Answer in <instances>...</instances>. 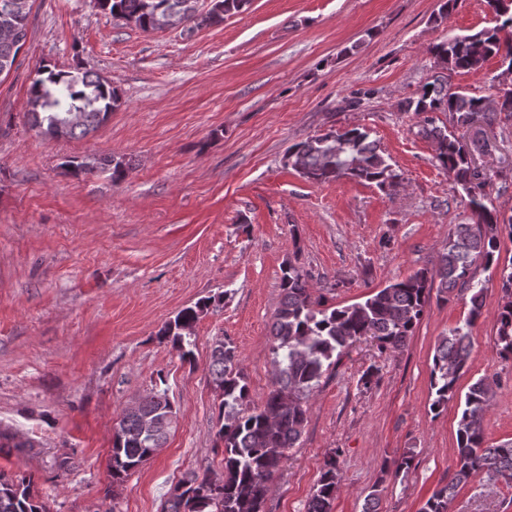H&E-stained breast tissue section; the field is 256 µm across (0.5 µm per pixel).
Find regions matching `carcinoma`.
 Wrapping results in <instances>:
<instances>
[{
    "instance_id": "cac0c4a2",
    "label": "carcinoma",
    "mask_w": 512,
    "mask_h": 512,
    "mask_svg": "<svg viewBox=\"0 0 512 512\" xmlns=\"http://www.w3.org/2000/svg\"><path fill=\"white\" fill-rule=\"evenodd\" d=\"M96 0L97 6L126 25L144 32L182 28L191 32L200 25H220L243 13L250 0ZM496 25L473 34L453 37L430 48L443 71L422 84L417 97L401 103L418 117V134L432 141L438 166L452 177L468 197L469 222L453 226L437 259L410 277L395 281L368 295L364 301L342 307H322L312 298L308 274L290 264L283 269L281 299L270 328L273 383L259 404L253 403L236 347L228 340L211 349L209 372L220 398L216 449L222 453L223 472L215 476L191 474L178 483L166 501L164 512H263L269 483L288 460L307 422L310 397L321 377L348 350L369 339L382 352L406 346L424 315L432 288L439 299L457 288L470 292V310L463 325L439 339L432 357L431 388L435 397L430 412L439 414L457 394V381L467 366L472 327L481 316L484 288L470 275L480 261L499 273L504 302L497 313L496 346L512 355V257L501 261V239L512 240V207L496 205L485 192L486 181L472 167L474 153L487 144L469 146L449 125L465 127L482 119L493 122L502 112L512 113V0H487ZM31 0H0V31L17 29L18 40L0 35V74L11 69L28 34ZM490 57L500 58V73L490 82L498 86L499 101L475 97L451 88L449 79L458 70L477 71ZM121 104L117 88L101 76L85 72L54 71L38 67L28 100L32 128L46 139L80 138L103 125ZM449 116L442 121L437 114ZM291 166L307 179L325 183L349 177L361 183L391 188L402 180L369 133L352 127L313 136L288 152ZM60 167L78 178L98 169L112 171V180L124 176V157L106 155L64 160ZM211 299L206 298L178 311L158 336L171 344L184 361H192L194 327ZM492 382L481 377L465 393L457 429L456 468L448 484L432 493L420 512H449L456 489L477 474L512 486V442L485 445L483 423L490 408ZM174 414L166 391L156 390L140 401L135 413L123 416L115 432L109 467L118 483L130 471L164 447L169 416ZM338 454L325 461L307 512H331L339 487ZM414 460L409 450L385 462L383 471L398 475ZM0 512H49L34 489L30 475L0 473Z\"/></svg>"
}]
</instances>
